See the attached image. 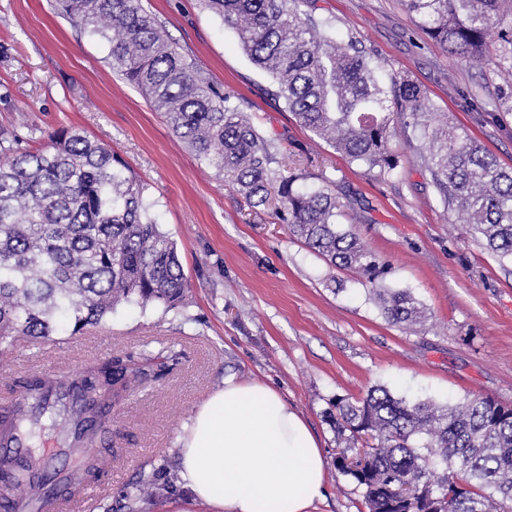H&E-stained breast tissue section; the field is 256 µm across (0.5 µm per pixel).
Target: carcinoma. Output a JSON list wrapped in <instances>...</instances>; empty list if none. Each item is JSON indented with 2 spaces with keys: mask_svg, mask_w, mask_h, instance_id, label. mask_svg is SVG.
<instances>
[{
  "mask_svg": "<svg viewBox=\"0 0 512 512\" xmlns=\"http://www.w3.org/2000/svg\"><path fill=\"white\" fill-rule=\"evenodd\" d=\"M237 33L250 61L271 76L268 93L296 120L352 162L380 176L399 167L398 125L427 143L422 156L455 224H468L486 248L512 259V167L463 127L441 124L427 93L414 82L384 84L378 65L354 37H338L332 21L300 10L303 0H203ZM416 25L454 57L487 52L509 80L495 107L512 112V0H404ZM73 26L109 44V60L139 88L172 131L224 182L254 206L276 192L279 220L333 267L373 285L393 324L427 320L409 291L382 284L385 264L353 225L331 186L308 188L306 175L277 169L278 146L242 112L238 98L213 85L205 71L166 38L142 0H57ZM148 186L112 150L78 129H63L47 149L18 152L0 138V348L48 339L64 327L75 335L101 324L123 303L176 309L187 280L177 244L153 217ZM72 385L66 409L75 443L94 445L104 407L160 375L147 355L92 364ZM36 420L61 389L33 375L17 383ZM328 419L345 443L338 470L364 489L367 512H512V406L488 396L458 404L411 400L375 385L364 396L338 398ZM19 425L13 407L0 409V437ZM375 444L355 462L363 438ZM37 462L13 477L10 492L36 477ZM99 457L89 453L71 486L100 481ZM177 476H140L126 494L129 512L165 496Z\"/></svg>",
  "mask_w": 512,
  "mask_h": 512,
  "instance_id": "1",
  "label": "carcinoma"
}]
</instances>
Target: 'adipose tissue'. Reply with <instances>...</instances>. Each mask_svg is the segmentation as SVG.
<instances>
[{"label":"adipose tissue","mask_w":512,"mask_h":512,"mask_svg":"<svg viewBox=\"0 0 512 512\" xmlns=\"http://www.w3.org/2000/svg\"><path fill=\"white\" fill-rule=\"evenodd\" d=\"M180 483L211 512H309L326 494L325 454L275 387L227 377L181 438Z\"/></svg>","instance_id":"ef3b65f1"}]
</instances>
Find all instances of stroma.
<instances>
[{
  "label": "stroma",
  "instance_id": "35a3bbf8",
  "mask_svg": "<svg viewBox=\"0 0 512 512\" xmlns=\"http://www.w3.org/2000/svg\"><path fill=\"white\" fill-rule=\"evenodd\" d=\"M142 4L215 86L244 98L260 133L277 139L283 175L332 181L344 223L388 265L386 286L411 291L430 319L413 331L390 323L370 283L329 266L270 211L249 207L112 69L106 42L72 27L54 0H0V133L32 150L76 128L111 148L148 184L188 281L177 309L123 304L86 334L63 330L16 347L0 362V406L33 374L75 378L88 362L116 355L176 357L96 441L111 449L112 470L85 512H102L104 499L112 512H127L118 491L141 472L178 471L184 427L227 376L267 383L324 450L327 499L316 512H367L361 489L336 467L344 445L326 417L332 402L383 385L410 399L454 404L482 395L512 406V261L486 250L470 226L450 223L412 129L399 133L397 173L378 177L268 95L269 76L201 0ZM301 9L357 37L386 72L416 82L436 111L512 166V114L488 109L497 83L487 61L452 57L418 30L403 0H303Z\"/></svg>",
  "mask_w": 512,
  "mask_h": 512
}]
</instances>
